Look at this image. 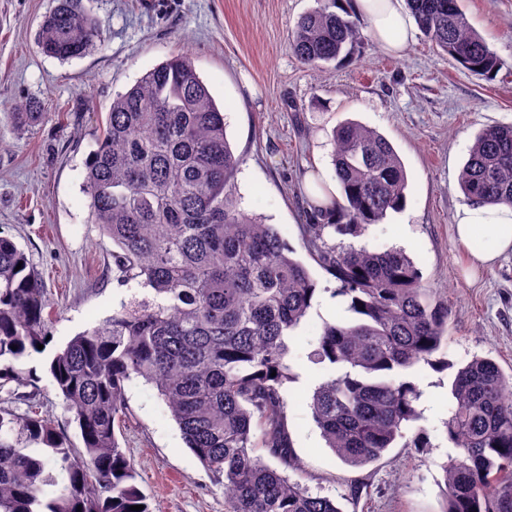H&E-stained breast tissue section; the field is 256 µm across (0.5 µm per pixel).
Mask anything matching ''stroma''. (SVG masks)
Listing matches in <instances>:
<instances>
[{
	"label": "stroma",
	"mask_w": 512,
	"mask_h": 512,
	"mask_svg": "<svg viewBox=\"0 0 512 512\" xmlns=\"http://www.w3.org/2000/svg\"><path fill=\"white\" fill-rule=\"evenodd\" d=\"M54 0H0V236L11 238L43 275L53 303L54 346L111 316L126 289L112 273L111 239L89 218L86 161L97 147L115 93L178 54L189 55L223 110L241 163L236 191L244 210L275 225L317 283V293L286 358L287 423L302 463L297 478L342 512H440L442 465L454 450L445 433L454 364L478 355L512 370V253L466 278L469 252L455 238L467 199L459 175L476 135L512 125V0H461L471 25L501 68L473 75L432 48L421 32L399 56L368 42L347 58L311 68L288 34L317 0H83L105 25V44L62 62L38 52L39 24ZM38 100L43 117L17 128L12 108ZM355 120L383 134L403 163L406 203L355 246L401 248L422 282L448 302L450 366L409 376L422 392L416 408L427 448L395 446L377 462L352 467L327 448L309 399L329 376L312 355L324 324L351 320L333 294L334 276L305 245L310 212L304 179L313 164L333 176L330 133ZM42 411L81 446L79 430L50 384L44 357ZM128 413L117 432L134 461L152 512H224V484L186 447L155 388L126 387Z\"/></svg>",
	"instance_id": "1"
}]
</instances>
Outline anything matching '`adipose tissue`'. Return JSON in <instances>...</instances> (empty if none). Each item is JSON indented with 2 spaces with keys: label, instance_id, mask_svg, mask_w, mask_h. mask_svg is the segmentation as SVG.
<instances>
[{
  "label": "adipose tissue",
  "instance_id": "1",
  "mask_svg": "<svg viewBox=\"0 0 512 512\" xmlns=\"http://www.w3.org/2000/svg\"><path fill=\"white\" fill-rule=\"evenodd\" d=\"M341 5L367 19L370 37L386 52L398 54L409 47L413 20L405 0H342ZM454 231L468 247L473 268L494 265L512 252V205L466 204L455 214Z\"/></svg>",
  "mask_w": 512,
  "mask_h": 512
}]
</instances>
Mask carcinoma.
I'll use <instances>...</instances> for the list:
<instances>
[{
    "mask_svg": "<svg viewBox=\"0 0 512 512\" xmlns=\"http://www.w3.org/2000/svg\"><path fill=\"white\" fill-rule=\"evenodd\" d=\"M407 3L436 48L475 75L497 73L496 54L459 0ZM103 41L101 21L82 0H55L37 44L69 61ZM364 41L353 21L323 6L300 17L289 47L302 64L321 67ZM331 141L341 198L330 212L313 211L305 241L355 318L326 324L317 339L314 355L331 374L309 407L328 448L362 467L401 439L423 447V431L408 434L420 391L403 374L420 364L448 368V303L400 249L326 243L329 232L366 234L403 207L407 188L398 154L376 129L347 121ZM238 167L224 114L189 57L161 63L113 96L84 187L90 223L116 246L115 279L131 297L47 361L82 449L40 414L37 391L14 394L27 406L22 413L0 405V512H150L116 435L134 378L156 388L187 447L224 480L225 512H341L289 475L300 462L287 426L284 385L295 375L286 357L316 283L273 225L239 207ZM459 184L470 201L512 203V125L476 136ZM139 288L152 297L137 298ZM50 317L41 276L0 236V388L36 386V371L23 364L51 343ZM509 389L512 373L487 357L454 373L446 434L458 456L443 465L442 512H512ZM257 448L279 466L254 455Z\"/></svg>",
    "mask_w": 512,
    "mask_h": 512,
    "instance_id": "1",
    "label": "carcinoma"
}]
</instances>
